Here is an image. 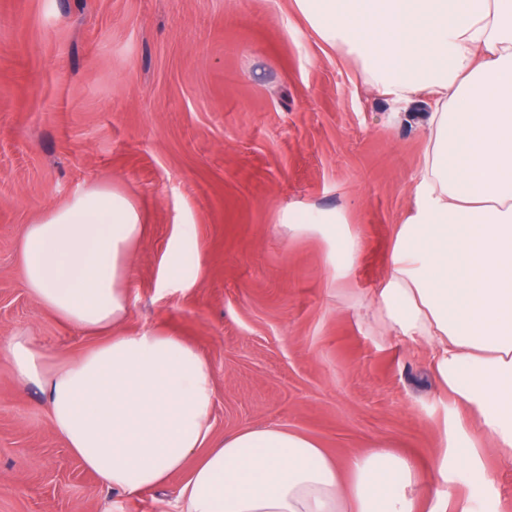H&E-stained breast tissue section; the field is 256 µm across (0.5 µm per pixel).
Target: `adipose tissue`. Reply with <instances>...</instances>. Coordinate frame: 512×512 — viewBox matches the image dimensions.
Instances as JSON below:
<instances>
[{
  "instance_id": "obj_1",
  "label": "adipose tissue",
  "mask_w": 512,
  "mask_h": 512,
  "mask_svg": "<svg viewBox=\"0 0 512 512\" xmlns=\"http://www.w3.org/2000/svg\"><path fill=\"white\" fill-rule=\"evenodd\" d=\"M308 29L367 81L387 90L403 120L420 93L427 141L398 225L374 317L425 345L441 388L462 414L426 485L416 462L386 440L340 462L278 425L215 437L204 357L182 337L122 331L126 271L145 226L121 190L97 183L25 225L20 272L29 294L102 342L62 364L26 336L0 359L36 385L71 452L115 491L167 484L188 470L179 512H487L456 495L449 473L493 482L482 455L512 459V0H293ZM294 235H316L335 279L361 250L345 216L283 210Z\"/></svg>"
}]
</instances>
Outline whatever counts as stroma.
Returning <instances> with one entry per match:
<instances>
[{"label":"stroma","mask_w":512,"mask_h":512,"mask_svg":"<svg viewBox=\"0 0 512 512\" xmlns=\"http://www.w3.org/2000/svg\"><path fill=\"white\" fill-rule=\"evenodd\" d=\"M395 109L292 0H0V345L25 333L57 362L94 345L30 296L18 239L82 185L112 184L146 226L125 329L202 353L217 436L282 425L343 462L387 439L430 466L456 408L426 347L369 313L425 149ZM300 204L344 213L361 241L348 278L319 236L280 226ZM186 224L198 259L172 280ZM484 464L494 485L459 469L458 492L512 512V461ZM184 479L112 492L0 360V512H177Z\"/></svg>","instance_id":"obj_1"}]
</instances>
